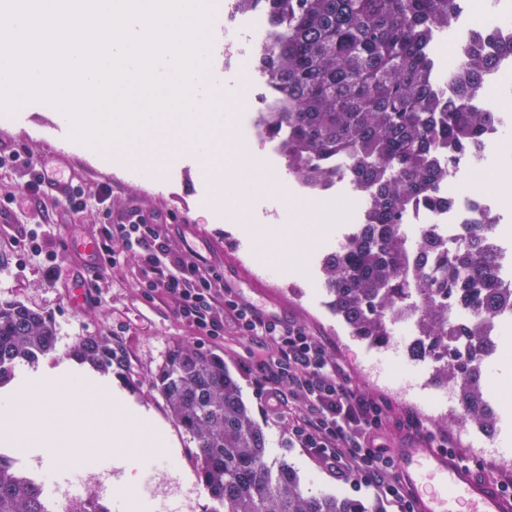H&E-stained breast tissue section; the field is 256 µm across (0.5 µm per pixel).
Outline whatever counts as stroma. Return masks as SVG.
I'll list each match as a JSON object with an SVG mask.
<instances>
[{
  "mask_svg": "<svg viewBox=\"0 0 512 512\" xmlns=\"http://www.w3.org/2000/svg\"><path fill=\"white\" fill-rule=\"evenodd\" d=\"M209 30V82L219 88L224 105L231 108L250 88H263L266 76L256 70L247 79L239 67L225 66L223 13L212 16ZM71 133V127L62 124L57 113L41 101L28 102L11 113L0 112V138L25 152L28 159L51 160L55 147L67 151L69 161L63 173L68 178L76 177L84 201L83 208L77 211L63 204L49 207L51 220L42 227L40 249L36 252L15 245L13 227L0 226V301H20L49 314L56 329L55 351L37 363L17 364L0 380V391L21 390L30 373L74 366L69 350L79 338L112 337L125 360L124 366L113 367L112 382L124 390L140 412L155 420L170 440L169 447L157 456L152 470L154 489L143 495L141 512H162L171 502L177 503L181 512H210L212 502L198 482L193 438L174 422L152 387V378L170 344L177 340L189 342L223 356L254 420L267 435L271 459L292 465L300 474L304 491L342 493L364 500L380 512H393L392 505L363 482L357 480L348 485L336 479L305 449L289 441L287 420L267 415L264 399L248 372L262 352L257 343L231 334L215 338L197 335L164 301L145 295L142 283L147 277V265L140 254L124 252L121 267L93 278L83 291L73 287L85 274L75 249L99 235L104 210L117 216L133 202L147 214L157 210L171 213L175 220L166 231L173 251H180L183 242L193 243L245 299L281 320L305 326L327 342L330 353L347 366L350 387L385 399L390 416L414 417L420 421L422 432L433 436L457 435L459 424L427 416L415 394L402 395L384 385L388 376L405 382V373L397 367L385 364L380 370L365 371V342L352 336L326 304L321 260L338 250L357 224V215H348L324 230L321 243L307 250L299 270L273 273L256 263L248 242L237 232L235 221L215 212V186L201 175V161L196 155L186 154L180 162L169 165L162 177L148 181L128 169L99 165L72 139ZM307 199V193L293 184L282 196L261 191L249 202L247 213L254 222L273 224L287 204ZM78 454L84 459L79 475L86 480L89 494L116 502L119 491L113 479L118 472L109 456L96 448H82Z\"/></svg>",
  "mask_w": 512,
  "mask_h": 512,
  "instance_id": "1",
  "label": "stroma"
}]
</instances>
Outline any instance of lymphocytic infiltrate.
<instances>
[{"label": "lymphocytic infiltrate", "mask_w": 512, "mask_h": 512, "mask_svg": "<svg viewBox=\"0 0 512 512\" xmlns=\"http://www.w3.org/2000/svg\"><path fill=\"white\" fill-rule=\"evenodd\" d=\"M172 221V216L155 212L105 227L98 270L120 265L122 251L111 246L112 239H119L123 251L144 254L147 294L162 298L198 335L220 336L229 329L259 340L268 353L254 366V379L267 393L271 415L287 417L292 441L337 476L367 483L397 512H417L414 495L381 441L393 427L417 431L418 421L386 419L385 401L348 387L344 367L329 355L324 341L244 300L191 244L173 253L165 232Z\"/></svg>", "instance_id": "f902f5d3"}]
</instances>
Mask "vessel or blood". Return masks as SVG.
<instances>
[{
	"label": "vessel or blood",
	"instance_id": "vessel-or-blood-1",
	"mask_svg": "<svg viewBox=\"0 0 512 512\" xmlns=\"http://www.w3.org/2000/svg\"><path fill=\"white\" fill-rule=\"evenodd\" d=\"M392 453L419 512H512L491 483L457 457L433 447L427 436L405 438Z\"/></svg>",
	"mask_w": 512,
	"mask_h": 512
}]
</instances>
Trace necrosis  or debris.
I'll list each match as a JSON object with an SVG mask.
<instances>
[{"label": "necrosis or debris", "mask_w": 512, "mask_h": 512, "mask_svg": "<svg viewBox=\"0 0 512 512\" xmlns=\"http://www.w3.org/2000/svg\"><path fill=\"white\" fill-rule=\"evenodd\" d=\"M224 47L233 50L236 59L249 62L256 46L269 39L272 30L259 16L250 25H242L233 0H224ZM495 31L499 37H512V0H502L498 12L489 13L481 0H469L457 18V25L448 32V41L456 51H463L470 36L479 31ZM488 90L477 99L478 107L503 114L512 113V97L503 95L502 87L512 88V55L500 58L497 65L484 76ZM447 181L437 185L436 193L443 200L435 209L417 208L408 214L405 230L416 238L433 233L444 246L453 248L464 244L469 224L475 223L484 212L512 214V169L489 162L473 167L467 159L458 158L450 164ZM416 336L410 320L400 318L391 325L388 342L380 346V354L392 361L405 363L411 373H419L421 360L411 355Z\"/></svg>", "instance_id": "4bbe7bcc"}]
</instances>
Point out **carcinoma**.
<instances>
[{"label":"carcinoma","instance_id":"1","mask_svg":"<svg viewBox=\"0 0 512 512\" xmlns=\"http://www.w3.org/2000/svg\"><path fill=\"white\" fill-rule=\"evenodd\" d=\"M241 13L272 20V37L257 53L268 103L258 135L278 142L288 175L320 197L336 180L329 161L353 166L367 223L345 249L322 260L328 306L352 335L389 340L390 318L409 316L433 378L453 389L463 419L491 436L496 417L487 403L481 355L499 310L512 307V288L496 287L495 249L482 224L466 244L443 248L424 236L409 243L402 224L417 206L443 204L434 188L448 178L444 158L483 159L482 135L501 115L472 106L495 42L512 55V40L477 33L435 81L431 46L452 27L461 0H235ZM459 305L472 312L455 322ZM55 346V326L25 304L0 303V380L19 362L37 361ZM73 356L109 374L124 365L110 336H86ZM173 419L195 441L199 483L211 512H370L358 499L304 492L297 470L267 463L268 440L244 402L224 358L189 342L167 351L152 379ZM0 512H50L43 485L0 455ZM71 512H110L99 500L73 502Z\"/></svg>","mask_w":512,"mask_h":512}]
</instances>
